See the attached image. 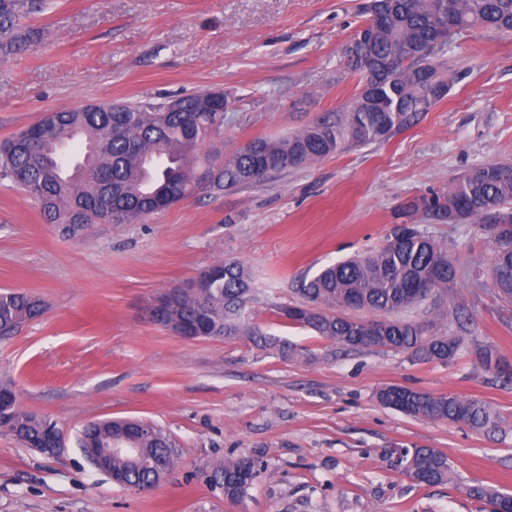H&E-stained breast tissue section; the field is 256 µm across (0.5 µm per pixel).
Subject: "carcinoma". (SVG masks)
<instances>
[{
  "label": "carcinoma",
  "instance_id": "1",
  "mask_svg": "<svg viewBox=\"0 0 512 512\" xmlns=\"http://www.w3.org/2000/svg\"><path fill=\"white\" fill-rule=\"evenodd\" d=\"M44 8V0H0V58L30 49L38 31L22 21ZM367 19L343 46L346 68L360 89L331 116H317L305 127L279 138H258L233 149L222 160L199 156L198 147L224 128L223 92H206L164 102L106 103L49 111L34 124L0 143V178L25 190L41 213L63 234L75 236L93 224H131L165 211L195 191L191 166L204 168L205 189L222 192L259 184L323 159L345 147H364L387 139L416 115L445 98L455 81L448 59L445 31L475 27L512 35V0H370ZM81 142L92 148L87 160H72L65 145ZM425 213L456 223L472 220L491 236L489 274L499 297L512 301V162L476 166L448 186L443 197L408 201L401 215L409 220ZM213 277L205 288H187L174 296L171 313L191 321L200 315L214 335L247 336L258 347L273 340L243 321L252 291L246 267L238 261L208 266ZM464 275L448 247L418 228L392 230L386 243L364 254L325 266L297 281L302 298L296 307L278 309L284 323L309 329L345 347L390 348L413 359L447 364L463 349L465 337L437 333L448 319L442 309L432 319L405 320L400 313L417 310L432 295L441 296ZM364 310L371 318L354 317ZM39 300L21 292H0V338L39 315ZM479 365L501 374L489 345L475 351ZM379 401H396L408 414L433 421L462 424L477 430L497 427L498 417L485 402L453 394L434 395L389 385ZM56 424L24 412L13 397H0V429L24 445L38 443L43 430ZM125 429L121 420L102 419L84 427L78 447L87 455L101 453L108 435ZM165 436L148 425L136 441L140 457L112 456V473L142 486L158 484L154 462L174 465L173 450L161 446ZM410 473L419 485L445 484L452 474L448 456L436 448H417ZM258 476L251 457L230 459L207 472L211 482L236 500ZM475 500L505 506L504 495L482 485L466 487Z\"/></svg>",
  "mask_w": 512,
  "mask_h": 512
}]
</instances>
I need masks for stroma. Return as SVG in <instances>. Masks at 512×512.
I'll return each mask as SVG.
<instances>
[{"mask_svg": "<svg viewBox=\"0 0 512 512\" xmlns=\"http://www.w3.org/2000/svg\"><path fill=\"white\" fill-rule=\"evenodd\" d=\"M365 2L50 0L29 20L41 39L0 58V141L52 110L213 91L232 105L202 152L288 135L356 93L342 48ZM447 58L457 75L448 95L386 140L257 185L199 190L137 224L69 237L0 179V291L43 306L0 339V383L65 441L50 457L0 429V512H494L467 486L512 495V380L483 370L473 350L448 364L413 361L351 350L275 315L300 303V277L382 246L409 200L512 160V37L468 29ZM414 222L464 268L479 266L482 287L461 276L440 303L458 312L461 335L512 365V304L490 284L488 232L422 214ZM217 260L248 268L245 318L278 346L190 341L152 321L160 292ZM387 385L480 399L499 424L484 431L406 415L379 402ZM105 418L153 423L171 440L176 463L151 491L121 488L83 458L79 431ZM397 445L446 453L448 483L420 486L390 469L384 454ZM243 455L262 467L230 501L204 473Z\"/></svg>", "mask_w": 512, "mask_h": 512, "instance_id": "obj_1", "label": "stroma"}]
</instances>
